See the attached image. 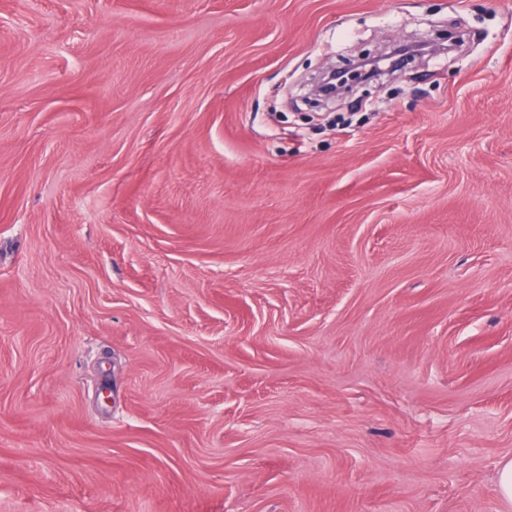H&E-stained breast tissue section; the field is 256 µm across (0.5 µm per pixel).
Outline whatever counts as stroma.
<instances>
[{
  "label": "stroma",
  "instance_id": "35a3bbf8",
  "mask_svg": "<svg viewBox=\"0 0 512 512\" xmlns=\"http://www.w3.org/2000/svg\"><path fill=\"white\" fill-rule=\"evenodd\" d=\"M506 457L512 0H0V512H504ZM366 65L367 64L357 61L353 62L347 69L328 67L324 74L326 79L322 82V86L320 87L321 92L327 97L334 95L336 91V79L339 75L347 76L343 82H349L350 89H352L354 85L367 84L364 81L365 76L363 70ZM498 492L508 511L512 508V458L502 460L498 470Z\"/></svg>",
  "mask_w": 512,
  "mask_h": 512
}]
</instances>
